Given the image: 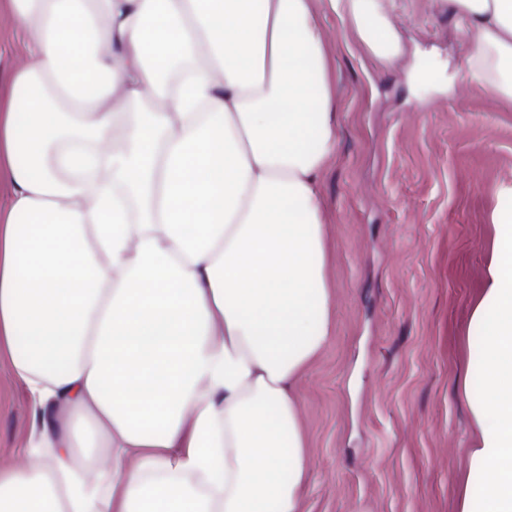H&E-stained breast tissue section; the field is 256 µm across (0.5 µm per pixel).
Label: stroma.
I'll use <instances>...</instances> for the list:
<instances>
[{"label": "stroma", "instance_id": "stroma-1", "mask_svg": "<svg viewBox=\"0 0 512 512\" xmlns=\"http://www.w3.org/2000/svg\"><path fill=\"white\" fill-rule=\"evenodd\" d=\"M321 22L338 112L321 186L335 330L300 384L301 512H459L465 336L512 184V103L463 77L468 45L432 0L395 16L389 68L337 16ZM29 422L27 392L1 372V468L20 463Z\"/></svg>", "mask_w": 512, "mask_h": 512}]
</instances>
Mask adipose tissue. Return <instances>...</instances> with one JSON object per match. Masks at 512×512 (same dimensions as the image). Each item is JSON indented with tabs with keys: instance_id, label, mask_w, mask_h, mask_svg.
I'll return each mask as SVG.
<instances>
[{
	"instance_id": "obj_1",
	"label": "adipose tissue",
	"mask_w": 512,
	"mask_h": 512,
	"mask_svg": "<svg viewBox=\"0 0 512 512\" xmlns=\"http://www.w3.org/2000/svg\"><path fill=\"white\" fill-rule=\"evenodd\" d=\"M435 2L512 101V0ZM321 6L398 61L406 0H0L28 58L0 78V369L32 399L0 512H301L334 333ZM492 224L460 512H512V207Z\"/></svg>"
}]
</instances>
